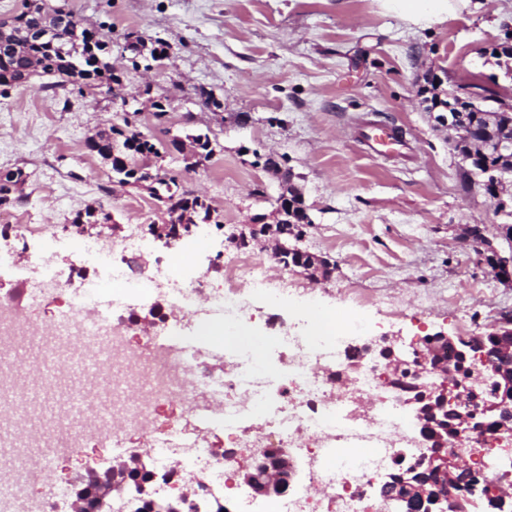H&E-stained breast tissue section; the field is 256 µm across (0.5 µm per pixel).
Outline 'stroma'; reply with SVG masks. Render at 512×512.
Wrapping results in <instances>:
<instances>
[{
  "instance_id": "35a3bbf8",
  "label": "stroma",
  "mask_w": 512,
  "mask_h": 512,
  "mask_svg": "<svg viewBox=\"0 0 512 512\" xmlns=\"http://www.w3.org/2000/svg\"><path fill=\"white\" fill-rule=\"evenodd\" d=\"M50 2L82 25L111 32L109 61L129 104L53 90L49 76L0 96V174L22 171L13 208L36 224L17 232L0 223V296L36 279L27 263L34 255L69 273L70 290L100 281L104 268L87 259L98 234L119 243L133 231L142 248L131 265L153 278L138 294L141 317L166 304L169 283L158 264L223 283L230 253H265L245 233L255 216L270 214L280 192L264 167L272 156L292 169L311 218L295 246L334 267L329 280L314 282L272 266L292 286L283 319L333 309L402 339L421 330L482 336L512 316V283L496 278L466 244L476 227L495 237L504 218L482 190L466 187L447 130L417 95L434 76L445 91L502 76L492 50L512 34V0L412 28L379 0ZM129 33L141 39L137 51L124 48ZM163 44L167 56L153 61ZM200 87L210 104L196 98ZM127 121L156 144L209 136L214 154L203 165L186 170L185 153L171 148L164 165L182 189L223 214L222 224L199 225L168 245L154 239L160 212L150 189L120 185L110 164L86 147L98 131ZM375 122L399 131V152L368 154L360 134ZM91 207L110 212L111 222L77 228L76 215ZM353 280L362 295L387 296L386 305L342 299L340 287ZM115 463L111 451L90 448L61 461L58 474L105 477Z\"/></svg>"
}]
</instances>
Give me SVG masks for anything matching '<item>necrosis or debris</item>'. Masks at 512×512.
I'll return each mask as SVG.
<instances>
[{"mask_svg": "<svg viewBox=\"0 0 512 512\" xmlns=\"http://www.w3.org/2000/svg\"><path fill=\"white\" fill-rule=\"evenodd\" d=\"M225 287L204 277L170 289L167 309L149 324L129 313L99 320L93 289L63 288L58 275L25 291L32 307L44 310L40 327L25 325L0 302V405H11L14 371L50 388H63L67 416L57 428L15 411L0 419V451L11 463L0 471V512H98L105 482L92 481L75 494L70 481L55 476L59 460L87 444L126 454L137 440L154 462L141 503L185 499V512H398L374 492L390 475L420 471L432 454L428 433L410 405L414 393L395 364H380L381 340L371 333L350 346L322 336L304 321L281 323L283 297L270 285L265 261L236 253L224 267ZM260 290L245 300L246 286ZM209 308L224 312L233 331L258 323L278 325L277 367L262 366L244 348L225 349L220 368L206 351L161 347L180 322ZM503 437L494 427L462 424L447 453L469 464L481 512L512 505V469L497 451ZM268 455L265 477L284 483L273 499L257 496L237 478L255 464V448ZM295 464L283 474L280 457Z\"/></svg>", "mask_w": 512, "mask_h": 512, "instance_id": "4bbe7bcc", "label": "necrosis or debris"}]
</instances>
